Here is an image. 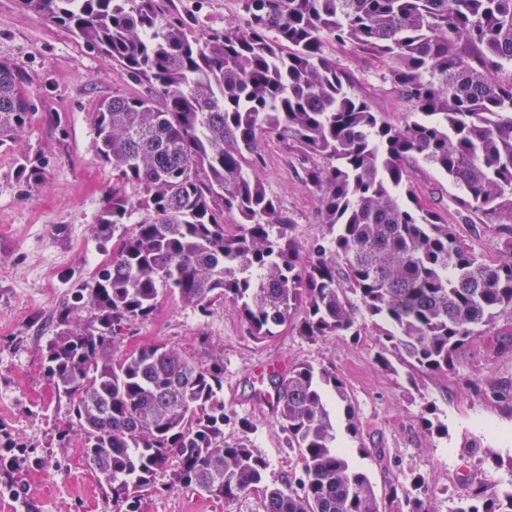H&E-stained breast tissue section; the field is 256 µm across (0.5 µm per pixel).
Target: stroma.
<instances>
[{"label": "stroma", "mask_w": 512, "mask_h": 512, "mask_svg": "<svg viewBox=\"0 0 512 512\" xmlns=\"http://www.w3.org/2000/svg\"><path fill=\"white\" fill-rule=\"evenodd\" d=\"M167 13L202 27L244 23L240 0H166ZM0 51L31 83L33 116L19 144L0 147V445L28 447L35 460L10 479L20 493L0 488V512H112V504L89 471L76 440L60 433L70 412L55 395L46 371L48 340L57 308L74 288L89 281L105 258L92 233L112 184V169L99 158L90 115L101 101L143 96L147 81L132 79L107 63L68 29L24 11L19 0H0ZM324 55L348 79V90L380 118L402 125L410 103L386 76L373 52L323 41ZM40 157L42 177L23 182L18 158ZM256 175L293 225L300 252L329 238L320 221L318 193L305 179L317 157L302 153L277 134L258 142ZM423 206L436 211L457 235L487 259L498 258L496 228L477 217L462 219L457 188L420 157L407 160ZM176 345L196 360L224 364V406L248 418L249 432L224 428V438L248 437L268 463L267 482L287 487L301 473L296 449L280 427L271 405L261 401L255 366L281 361L309 363L336 371L346 382L361 423L363 450H351L354 467L364 472L377 494L393 478L421 473L429 480L436 512H448L462 490L465 471L496 484L512 481V469L485 460V450L503 461L512 457V398L499 401L491 385L512 395V319L500 318L461 348L457 369L448 375L421 373L405 365L379 366L374 329L362 336H328L314 341L283 328L254 339L237 308L218 301L199 315L164 296L150 319L138 322L115 351L153 342ZM144 512H261L258 495L224 504L176 489L146 497Z\"/></svg>", "instance_id": "obj_1"}]
</instances>
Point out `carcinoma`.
<instances>
[{
	"label": "carcinoma",
	"instance_id": "cac0c4a2",
	"mask_svg": "<svg viewBox=\"0 0 512 512\" xmlns=\"http://www.w3.org/2000/svg\"><path fill=\"white\" fill-rule=\"evenodd\" d=\"M162 2L21 0L154 91L102 101L90 116L112 167L93 233L111 248L59 306L48 344L46 371L71 410L64 437L80 441L112 512H143L145 496L175 488L226 504L258 492L262 512H434L425 476L397 477L379 497L351 465L329 400L352 440L359 421L334 370L297 364L268 376L303 464L298 489L284 490L266 484L267 461L246 438L224 440V424L250 423L224 407L223 366L164 342L119 359L112 349L168 293L202 314L234 303L257 339L298 310L310 340L359 336L369 321L408 365L455 370L466 341L512 316V0H241L245 25L193 37ZM326 35L386 61L413 107L404 125L348 92L323 55ZM27 84L1 54V147L30 123ZM271 131L323 159L306 177L336 234L306 258L246 163ZM413 155L460 190L464 212L498 225L499 259H482L419 204L405 166ZM226 212L237 216L231 231ZM78 307L89 320L71 318ZM464 483L449 512H512V482Z\"/></svg>",
	"mask_w": 512,
	"mask_h": 512
}]
</instances>
